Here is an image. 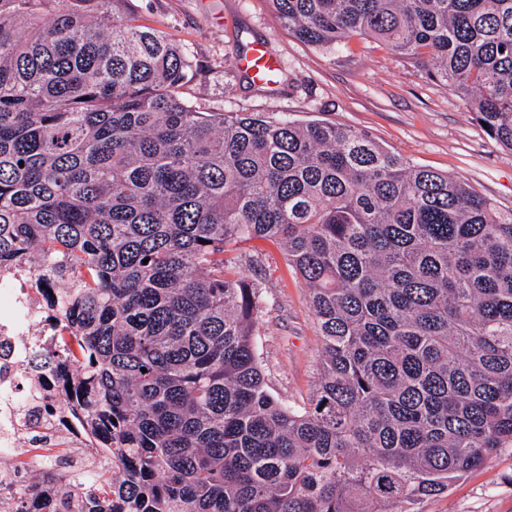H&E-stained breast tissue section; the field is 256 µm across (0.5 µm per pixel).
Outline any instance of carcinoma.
Returning <instances> with one entry per match:
<instances>
[{
  "instance_id": "1",
  "label": "carcinoma",
  "mask_w": 512,
  "mask_h": 512,
  "mask_svg": "<svg viewBox=\"0 0 512 512\" xmlns=\"http://www.w3.org/2000/svg\"><path fill=\"white\" fill-rule=\"evenodd\" d=\"M130 2L0 0V269L71 282L44 358L113 449L0 512H409L512 449V212L350 127L196 109L197 64ZM270 2L303 42L406 56L512 151V0ZM256 241L317 320L303 405L225 257Z\"/></svg>"
}]
</instances>
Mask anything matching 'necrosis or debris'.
<instances>
[{
  "label": "necrosis or debris",
  "instance_id": "4bbe7bcc",
  "mask_svg": "<svg viewBox=\"0 0 512 512\" xmlns=\"http://www.w3.org/2000/svg\"><path fill=\"white\" fill-rule=\"evenodd\" d=\"M56 289L55 278L37 279L24 265L0 271V485L9 494L24 469L50 458L86 461L90 481L104 464L76 409L80 392L62 391L52 372L32 368L56 346L63 316L48 301Z\"/></svg>",
  "mask_w": 512,
  "mask_h": 512
}]
</instances>
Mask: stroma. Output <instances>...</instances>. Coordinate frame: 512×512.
I'll use <instances>...</instances> for the list:
<instances>
[{"label": "stroma", "instance_id": "1", "mask_svg": "<svg viewBox=\"0 0 512 512\" xmlns=\"http://www.w3.org/2000/svg\"><path fill=\"white\" fill-rule=\"evenodd\" d=\"M139 13L185 45L198 66L186 89L204 112L345 125L414 164L466 182L501 212L512 211V152L483 131L465 102L425 69L359 35L332 49L289 35L269 0H136ZM263 44L277 62L274 90L237 66L240 46ZM250 278L262 284L259 351L272 393L308 401L315 390L320 336L307 289L282 251L265 248ZM417 512H512V451L504 450Z\"/></svg>", "mask_w": 512, "mask_h": 512}]
</instances>
